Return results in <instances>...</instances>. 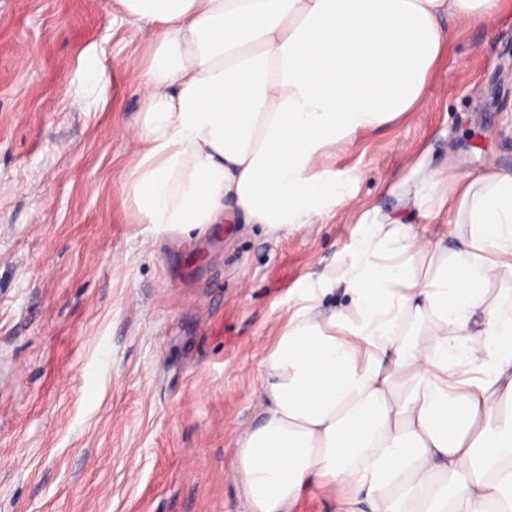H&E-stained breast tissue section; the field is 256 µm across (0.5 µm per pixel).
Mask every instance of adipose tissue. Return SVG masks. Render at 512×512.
<instances>
[{"label": "adipose tissue", "instance_id": "adipose-tissue-1", "mask_svg": "<svg viewBox=\"0 0 512 512\" xmlns=\"http://www.w3.org/2000/svg\"><path fill=\"white\" fill-rule=\"evenodd\" d=\"M149 54L123 193L158 235L277 234L349 197L336 146L418 111L449 21L512 0H114ZM452 243L363 218L269 351L248 512H512V170L449 181Z\"/></svg>", "mask_w": 512, "mask_h": 512}]
</instances>
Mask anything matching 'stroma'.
<instances>
[{"instance_id": "1", "label": "stroma", "mask_w": 512, "mask_h": 512, "mask_svg": "<svg viewBox=\"0 0 512 512\" xmlns=\"http://www.w3.org/2000/svg\"><path fill=\"white\" fill-rule=\"evenodd\" d=\"M108 2L0 0V512H244L238 440L308 276L376 208L451 234L418 165L512 170V13L455 25L420 110L337 148L353 203L186 238L129 221L146 47ZM418 175L419 184L413 195V203L415 206H422L431 199L439 184V179L435 171L420 169L418 170Z\"/></svg>"}]
</instances>
